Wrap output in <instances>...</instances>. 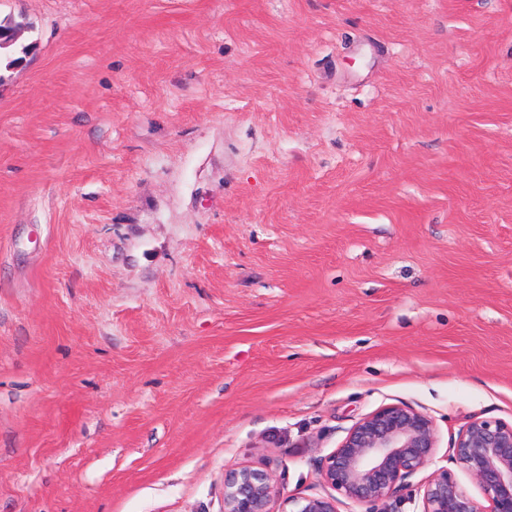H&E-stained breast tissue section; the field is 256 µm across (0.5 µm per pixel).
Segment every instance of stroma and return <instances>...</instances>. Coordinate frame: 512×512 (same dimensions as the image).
<instances>
[{
	"mask_svg": "<svg viewBox=\"0 0 512 512\" xmlns=\"http://www.w3.org/2000/svg\"><path fill=\"white\" fill-rule=\"evenodd\" d=\"M0 512H224L405 403L512 422V0H0Z\"/></svg>",
	"mask_w": 512,
	"mask_h": 512,
	"instance_id": "stroma-1",
	"label": "stroma"
}]
</instances>
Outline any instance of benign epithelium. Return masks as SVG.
Here are the masks:
<instances>
[{
	"instance_id": "obj_1",
	"label": "benign epithelium",
	"mask_w": 512,
	"mask_h": 512,
	"mask_svg": "<svg viewBox=\"0 0 512 512\" xmlns=\"http://www.w3.org/2000/svg\"><path fill=\"white\" fill-rule=\"evenodd\" d=\"M434 419L407 404L379 407L360 418L342 442L319 460L324 495L290 497L275 510L271 472L252 466L224 471V512H339L344 498L373 512L398 498L409 479L436 462ZM450 461L480 488L487 505L474 500L446 466L421 485L420 512H512V423L475 418L454 439Z\"/></svg>"
}]
</instances>
